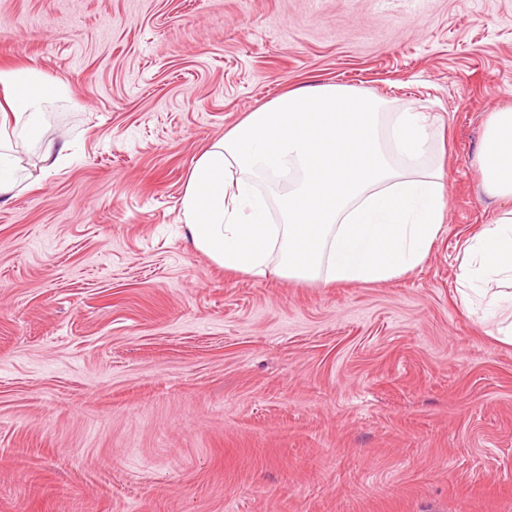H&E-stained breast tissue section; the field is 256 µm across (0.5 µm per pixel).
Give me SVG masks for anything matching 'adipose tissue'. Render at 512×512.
I'll use <instances>...</instances> for the list:
<instances>
[{
  "label": "adipose tissue",
  "instance_id": "obj_1",
  "mask_svg": "<svg viewBox=\"0 0 512 512\" xmlns=\"http://www.w3.org/2000/svg\"><path fill=\"white\" fill-rule=\"evenodd\" d=\"M70 87L34 70H0V199L26 175L11 153V122L36 133L44 104ZM382 102L323 85L278 97L204 150L181 199L193 246L231 272L327 283L385 281L419 267L443 230L442 167L428 162V114L393 113L380 129ZM407 163L397 169L392 155ZM481 188L500 202L497 218L470 239L460 262L463 305L503 296L512 281V108L490 112L477 156Z\"/></svg>",
  "mask_w": 512,
  "mask_h": 512
}]
</instances>
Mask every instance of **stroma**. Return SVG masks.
<instances>
[{
  "label": "stroma",
  "mask_w": 512,
  "mask_h": 512,
  "mask_svg": "<svg viewBox=\"0 0 512 512\" xmlns=\"http://www.w3.org/2000/svg\"><path fill=\"white\" fill-rule=\"evenodd\" d=\"M8 67L71 95L0 202V512H512V310L457 299L512 0H0ZM320 85L443 118L442 234L380 282L225 271L191 168Z\"/></svg>",
  "instance_id": "stroma-1"
}]
</instances>
